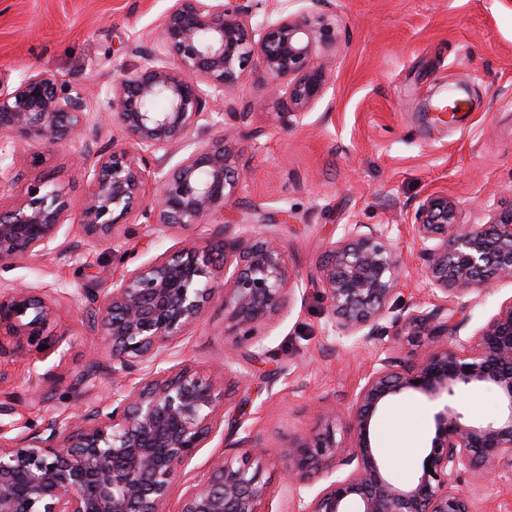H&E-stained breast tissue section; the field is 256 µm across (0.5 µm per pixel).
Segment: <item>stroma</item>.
Masks as SVG:
<instances>
[{
	"label": "stroma",
	"mask_w": 512,
	"mask_h": 512,
	"mask_svg": "<svg viewBox=\"0 0 512 512\" xmlns=\"http://www.w3.org/2000/svg\"><path fill=\"white\" fill-rule=\"evenodd\" d=\"M170 0H0V78L16 84L43 70L81 85L92 107L97 144L122 147L126 139L105 102L116 66H133L136 47L155 43ZM257 18L295 15L310 24L327 20L336 48L326 58L331 79L303 120L282 127L281 105L260 72L246 75L225 95L244 115L226 119L244 178L224 212L189 229L146 227L130 216L114 239L80 236L64 227L76 257L31 259L0 267V286L43 288L59 305L45 348L0 350V406L8 424L27 433L48 418L79 408L76 381L94 359H105L88 301L79 299L92 257L98 287H109L113 247H126L134 269L186 240L212 241L218 230L234 237L244 224L275 233L288 255L293 292L289 304L260 324L225 361L232 339L228 312L213 300L202 320L165 358L162 368L192 367L200 375L223 372L226 408L213 436L172 488L167 512H178L188 488L206 478L212 456L243 437L267 447L259 477L268 489L266 512H284L283 453L297 436L317 427L316 410L351 407L365 377L389 352L404 357L434 349L397 326L409 309L430 306L413 231L422 201L444 192L459 207L461 223L484 224L512 207V0H255ZM466 88L471 105L458 126L438 124L431 101ZM82 143L47 150L20 144L14 164L21 178L0 190V206L19 200L30 183L49 178L64 189L72 213L88 191ZM288 222H281V214ZM353 224H372L393 243L401 261L400 288L381 341L342 339L332 327L319 281L321 259ZM512 300V283L458 295L473 336ZM430 432L428 407L413 396L393 403L380 430L396 459V481L417 473ZM460 484L481 512H512V473Z\"/></svg>",
	"instance_id": "35a3bbf8"
}]
</instances>
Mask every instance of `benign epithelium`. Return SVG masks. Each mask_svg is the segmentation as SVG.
Here are the masks:
<instances>
[{
	"label": "benign epithelium",
	"mask_w": 512,
	"mask_h": 512,
	"mask_svg": "<svg viewBox=\"0 0 512 512\" xmlns=\"http://www.w3.org/2000/svg\"><path fill=\"white\" fill-rule=\"evenodd\" d=\"M254 0H172L156 46L137 50L140 61L120 65L106 91L113 117L128 146L107 152L85 143L89 189L76 224L88 237L106 238L137 212L155 228L205 224L235 197L242 171L224 137L200 135L224 129V93L253 70L268 79L282 102L280 123H297L325 94L329 76L318 61L336 40L327 24L312 27L290 15L254 21ZM91 120L84 89L45 71L16 86L0 82V188L19 178L10 149L33 141L52 149L85 138ZM66 194L49 180L0 209V265L29 258L73 256L60 235L70 221ZM413 230L424 245L423 272L440 294L428 308L409 312L412 336L439 343L417 357L381 360L344 413L354 444L336 446L330 422L288 445L291 486L327 481L309 501L295 494L298 512H478L476 498L459 485L499 468L512 470V301L458 349L467 318L448 308L464 291L492 281H512V208L487 224H462L455 201L428 196ZM400 259L388 237L370 224H352L332 243L319 281L332 325L341 338L375 339L386 332V307L399 286ZM84 297L111 363L89 364L78 379L86 407L52 417L42 430L16 437L0 426V512H166L171 488L198 448L211 437L225 406L224 378L200 376L190 367L157 369L220 297L229 311L232 347L253 335L291 296V274L274 234L225 236L213 243L188 242L133 270L112 276L111 287ZM56 296L34 288L0 289V336L41 345L53 321ZM121 383L141 373L131 388L91 399L98 374ZM497 393L500 415L475 422L458 409L464 390ZM419 393L437 403L434 432L415 478L395 481L372 431L399 397ZM239 456L217 454L210 473L182 498L179 512H264L267 489L259 483L267 450L248 438ZM346 466L336 475V466Z\"/></svg>",
	"instance_id": "7a95c632"
}]
</instances>
